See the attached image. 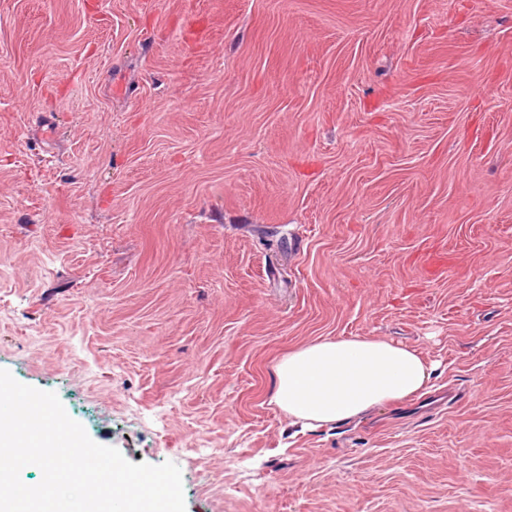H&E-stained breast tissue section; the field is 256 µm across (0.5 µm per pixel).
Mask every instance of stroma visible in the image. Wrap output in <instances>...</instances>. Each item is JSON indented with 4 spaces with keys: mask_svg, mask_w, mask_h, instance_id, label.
I'll return each mask as SVG.
<instances>
[{
    "mask_svg": "<svg viewBox=\"0 0 512 512\" xmlns=\"http://www.w3.org/2000/svg\"><path fill=\"white\" fill-rule=\"evenodd\" d=\"M355 336L428 391L292 424ZM0 368L186 512H512V0H0ZM431 371L410 346L372 337L320 338L275 364L271 402L316 429L422 394Z\"/></svg>",
    "mask_w": 512,
    "mask_h": 512,
    "instance_id": "stroma-1",
    "label": "stroma"
}]
</instances>
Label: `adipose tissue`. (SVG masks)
<instances>
[{
	"label": "adipose tissue",
	"mask_w": 512,
	"mask_h": 512,
	"mask_svg": "<svg viewBox=\"0 0 512 512\" xmlns=\"http://www.w3.org/2000/svg\"><path fill=\"white\" fill-rule=\"evenodd\" d=\"M274 375L272 403L316 429L420 395L432 373L413 347L355 336L298 347L276 363Z\"/></svg>",
	"instance_id": "1"
}]
</instances>
